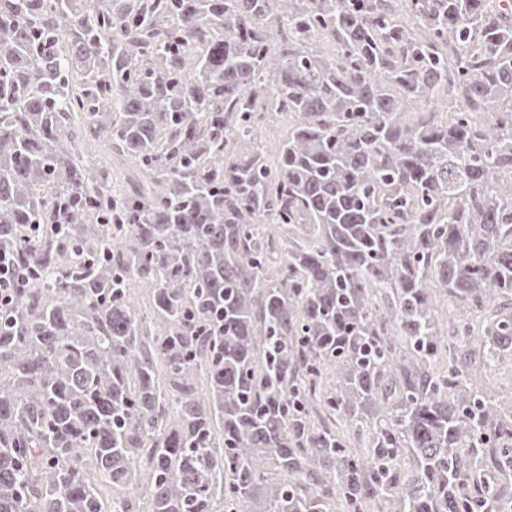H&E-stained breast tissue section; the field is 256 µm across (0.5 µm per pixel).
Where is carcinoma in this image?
<instances>
[{
    "label": "carcinoma",
    "mask_w": 512,
    "mask_h": 512,
    "mask_svg": "<svg viewBox=\"0 0 512 512\" xmlns=\"http://www.w3.org/2000/svg\"><path fill=\"white\" fill-rule=\"evenodd\" d=\"M0 249V512H512L508 0H0ZM32 278H35L32 268L22 265L15 255L0 252V311L24 288H29Z\"/></svg>",
    "instance_id": "1"
}]
</instances>
